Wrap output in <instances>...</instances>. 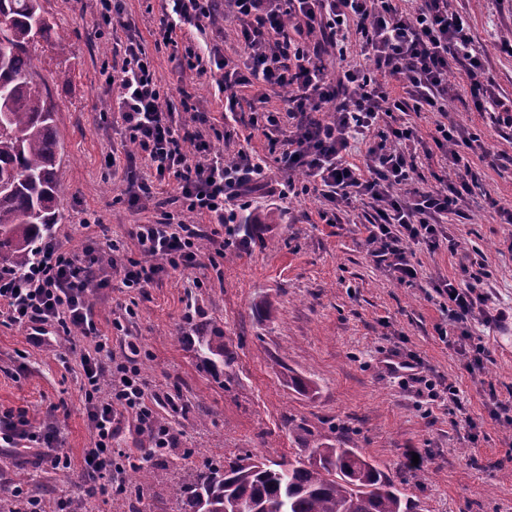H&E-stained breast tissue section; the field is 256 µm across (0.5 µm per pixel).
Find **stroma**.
<instances>
[{
	"instance_id": "1",
	"label": "stroma",
	"mask_w": 512,
	"mask_h": 512,
	"mask_svg": "<svg viewBox=\"0 0 512 512\" xmlns=\"http://www.w3.org/2000/svg\"><path fill=\"white\" fill-rule=\"evenodd\" d=\"M44 16L63 35L58 52L37 45L34 67L49 83L62 146L58 176L65 187L54 232L64 248L93 245L103 254L137 257L129 231L159 218L155 203L130 206L128 194L145 176L143 167H109L107 154L123 156L130 145L120 124H104L109 93L101 62L138 33L153 56L156 76L171 92L170 107L183 117L182 95L204 117L199 131L223 122L216 148L225 159L246 151L264 156L269 141L250 117L259 105L274 108L277 89H236L226 111L213 77L181 69L172 51L155 44L165 0H123L130 29L99 37L95 0H40ZM462 12L478 48L489 56L494 94L512 97V56L497 52L512 38V16L495 0H448ZM457 96L448 118L480 134L492 150L512 158V137H502L489 113L476 111L465 76L455 75ZM479 174L462 215H449L448 240L437 248L412 247L418 279L395 282L376 265L363 229L371 209L354 203L336 223L319 218L323 200L314 193L281 195L285 175L270 166L263 187L244 202H230L239 217L266 216L243 226L247 246L223 245L211 236L208 216L189 214L198 225L204 253L223 250L216 265L160 276L140 291L122 285V272L107 287L91 288L89 304L112 355L123 359L128 341L139 347L137 363L151 390L175 398L178 410L158 416L180 431L178 447L140 459L151 472L142 494L131 485L105 496L86 493L83 453L93 431L80 382V355L90 340L76 334L33 346L24 329L0 325V417L24 411L34 424L53 425L71 466L56 471L32 456L0 447V486L18 484L43 499L71 498L76 512H177L171 486L216 455L295 458L317 442H341L389 474L415 512H512V425L495 421L497 403L512 406V224L490 200L512 205V165L490 167L469 156ZM96 217L90 227L81 217ZM482 256L496 318L466 326L481 342L484 367L470 370L469 357L442 341L448 299L435 286L459 278L460 269ZM201 287H194V280ZM122 322L123 331L112 327ZM221 329L234 363H205L187 340L199 330ZM416 357L424 382L390 371ZM309 381L301 392L293 377ZM456 386L450 403L447 386ZM418 452L420 466L408 464Z\"/></svg>"
}]
</instances>
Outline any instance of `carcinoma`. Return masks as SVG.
Returning a JSON list of instances; mask_svg holds the SVG:
<instances>
[{
  "label": "carcinoma",
  "mask_w": 512,
  "mask_h": 512,
  "mask_svg": "<svg viewBox=\"0 0 512 512\" xmlns=\"http://www.w3.org/2000/svg\"><path fill=\"white\" fill-rule=\"evenodd\" d=\"M62 50L40 0H0V265L22 269L63 193L50 90L34 71L39 43ZM199 350L234 356L218 329ZM173 493L179 512H414L393 480L353 448L316 443L293 460L224 457L195 470Z\"/></svg>",
  "instance_id": "1"
}]
</instances>
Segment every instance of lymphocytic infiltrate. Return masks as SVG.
I'll use <instances>...</instances> for the list:
<instances>
[{"label": "lymphocytic infiltrate", "mask_w": 512, "mask_h": 512, "mask_svg": "<svg viewBox=\"0 0 512 512\" xmlns=\"http://www.w3.org/2000/svg\"><path fill=\"white\" fill-rule=\"evenodd\" d=\"M223 1L240 25L241 62L190 43L180 63L216 74L222 94L257 84L283 91L281 107L260 115L273 132L271 156L243 152L224 160L215 150L223 131L194 134L185 122L176 121L169 91L158 83L143 44L128 37L121 66L106 63L102 72L110 93L108 109L118 113L133 146L125 160L141 161L149 173L148 181L131 193V203L151 201L154 186L169 185L184 211L208 215L228 231L236 216L225 212V201L263 183L272 159L303 177V192L323 198L319 217L324 223H335L337 211L354 201H368L374 218L364 230L371 256L397 282L414 283L419 271L410 244L437 246L449 213L467 204L478 179L468 152L481 150L494 162L500 156L485 148L480 135L468 127L436 124L430 140L442 166L454 169L457 179H440L430 189L419 187L415 155L425 140L415 125L403 120V113L447 111L453 91L449 78L458 73L469 82L475 109L490 112L500 129L512 132V98L491 93L487 56L476 48L465 16L449 10L448 0H412L408 7L402 0H168L159 20V40L176 45V31L184 26L205 33ZM354 29L370 61L365 69L344 65L346 42ZM325 54L335 56L338 72L322 63ZM393 81L401 84L402 97L391 95ZM322 111L328 114L326 120H299L302 114ZM357 138L367 146L360 166L346 159L351 140ZM132 236L139 256L122 264L125 288H144L162 274L204 264L201 234L185 221L168 217L140 224ZM101 265L92 247L74 252L47 236L35 260L21 271L11 275L0 268V323L25 329L35 345L45 344L50 326L66 335L77 328L94 338L93 349L80 357L94 433L93 446L84 451V471L94 480H116L135 459L174 447L178 437L157 416L160 397L141 376L134 358L136 344H129V356L113 362L111 370L103 368L107 343L99 337L88 303L92 281L108 282L95 275ZM487 286L483 273L467 268L460 280L437 285V292L448 298L451 329L486 313ZM126 417L137 432L150 434L147 448L113 447ZM56 441L52 426H33L25 414L0 418L1 447L39 448L50 467L70 468V458L58 452Z\"/></svg>", "instance_id": "f902f5d3"}]
</instances>
